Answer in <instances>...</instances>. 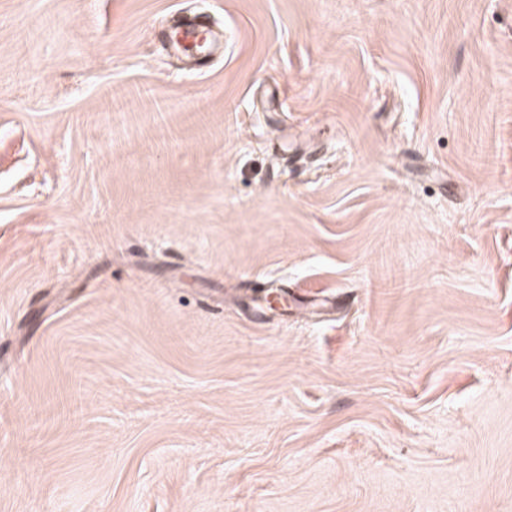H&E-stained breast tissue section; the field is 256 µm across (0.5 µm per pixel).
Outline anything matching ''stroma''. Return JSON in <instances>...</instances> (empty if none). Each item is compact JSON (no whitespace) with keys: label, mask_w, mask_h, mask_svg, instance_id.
Listing matches in <instances>:
<instances>
[{"label":"stroma","mask_w":512,"mask_h":512,"mask_svg":"<svg viewBox=\"0 0 512 512\" xmlns=\"http://www.w3.org/2000/svg\"><path fill=\"white\" fill-rule=\"evenodd\" d=\"M0 512H512V0H0Z\"/></svg>","instance_id":"35a3bbf8"}]
</instances>
